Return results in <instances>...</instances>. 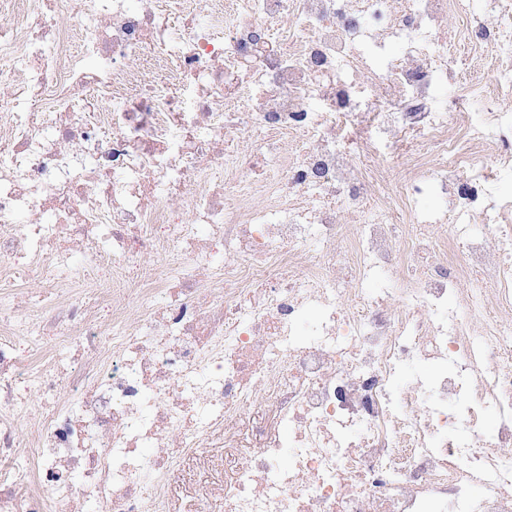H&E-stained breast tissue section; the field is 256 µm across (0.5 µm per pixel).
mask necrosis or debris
I'll list each match as a JSON object with an SVG mask.
<instances>
[{
  "label": "necrosis or debris",
  "instance_id": "1",
  "mask_svg": "<svg viewBox=\"0 0 512 512\" xmlns=\"http://www.w3.org/2000/svg\"><path fill=\"white\" fill-rule=\"evenodd\" d=\"M0 14V512H512V0ZM171 451L178 458L170 476L169 500L164 512H221L220 501L208 497L207 493L224 483V447H201L196 454L185 455L180 448ZM208 459L214 464L207 463Z\"/></svg>",
  "mask_w": 512,
  "mask_h": 512
}]
</instances>
